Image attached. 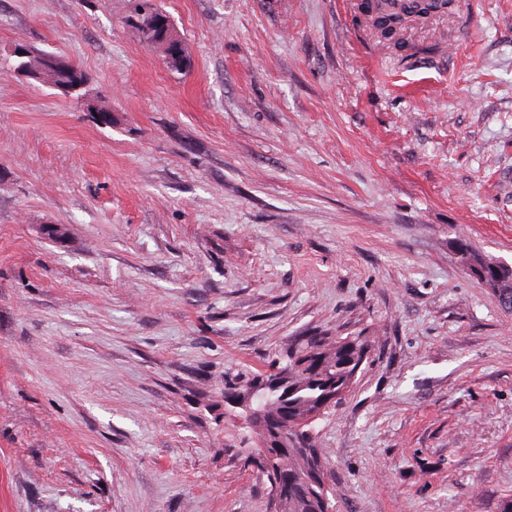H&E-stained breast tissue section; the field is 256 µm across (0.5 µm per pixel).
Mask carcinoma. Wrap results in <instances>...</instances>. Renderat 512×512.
<instances>
[{"instance_id": "cac0c4a2", "label": "carcinoma", "mask_w": 512, "mask_h": 512, "mask_svg": "<svg viewBox=\"0 0 512 512\" xmlns=\"http://www.w3.org/2000/svg\"><path fill=\"white\" fill-rule=\"evenodd\" d=\"M452 0H400L393 8L380 9L372 0L364 2L371 26L384 39L393 38L408 17H424L450 8ZM134 27L140 40L158 49L171 71L181 73L188 65L185 49H170L179 41L169 17L153 0H139L134 9ZM44 83L65 84L79 92L88 83L87 75L72 63L62 71L44 73ZM456 250L470 270L489 269L495 260L475 250L469 242L458 239ZM481 284L497 296L512 294V276L491 273ZM368 343L363 336H309L288 350L286 363H271L273 373L286 368L290 374L288 401L283 406L270 402L262 437L268 448L262 474L270 491L280 489L279 500H271L273 512H317L329 490L321 481L307 480L309 460L301 449L314 447L313 439L298 433L297 426L331 398L341 400V391L352 376V362L365 357Z\"/></svg>"}]
</instances>
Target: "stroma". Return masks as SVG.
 <instances>
[{
  "label": "stroma",
  "mask_w": 512,
  "mask_h": 512,
  "mask_svg": "<svg viewBox=\"0 0 512 512\" xmlns=\"http://www.w3.org/2000/svg\"><path fill=\"white\" fill-rule=\"evenodd\" d=\"M0 0V512H270L245 391L302 336H365L313 424L337 512H505L512 0ZM23 43L84 99L17 73ZM111 110L100 125L90 104ZM134 27L140 40L148 47L159 49L171 71L182 73L188 65V59L182 41L177 37L169 17L156 7L152 0L138 1L134 9ZM179 42L181 47L171 50L168 47ZM453 0H401L393 8L380 9L375 1L363 3L364 10L370 16L371 26L383 39H392L408 17H424L430 13L450 8ZM43 83H54V84H65L75 89V92H79L85 88L88 83L87 75L82 69L70 62L69 68L62 71H49L43 72ZM455 245L462 264L466 266L470 272L478 268L490 269L492 264L497 261L475 250L471 244L464 239L459 238L455 242ZM485 288L492 291L499 297L500 305L507 309L512 310V298H506L503 295L510 296L512 294V276L511 274H499L492 272L486 280L477 279Z\"/></svg>",
  "instance_id": "35a3bbf8"
}]
</instances>
